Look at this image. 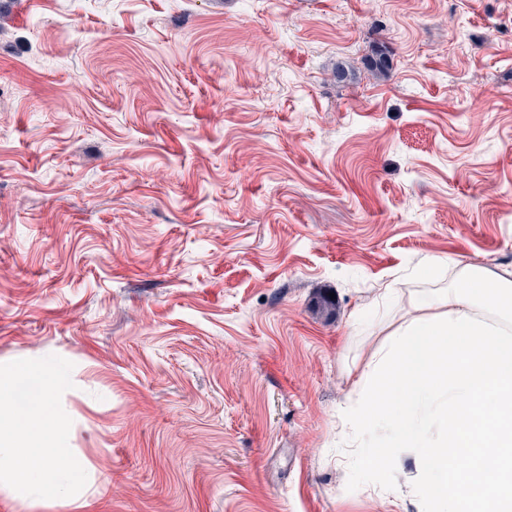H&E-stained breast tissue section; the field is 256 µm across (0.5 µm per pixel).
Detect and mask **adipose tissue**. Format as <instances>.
Listing matches in <instances>:
<instances>
[{"label":"adipose tissue","mask_w":512,"mask_h":512,"mask_svg":"<svg viewBox=\"0 0 512 512\" xmlns=\"http://www.w3.org/2000/svg\"><path fill=\"white\" fill-rule=\"evenodd\" d=\"M379 304L405 315L340 411L375 449L366 466L413 448L416 512H512V275L464 266L451 287L388 288Z\"/></svg>","instance_id":"1"}]
</instances>
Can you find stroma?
Masks as SVG:
<instances>
[{
  "instance_id": "stroma-1",
  "label": "stroma",
  "mask_w": 512,
  "mask_h": 512,
  "mask_svg": "<svg viewBox=\"0 0 512 512\" xmlns=\"http://www.w3.org/2000/svg\"><path fill=\"white\" fill-rule=\"evenodd\" d=\"M429 256L512 271V0H0V362L73 363L84 512H410L339 412Z\"/></svg>"
}]
</instances>
